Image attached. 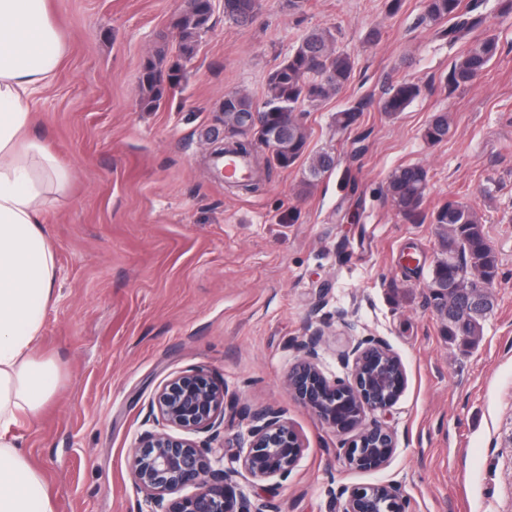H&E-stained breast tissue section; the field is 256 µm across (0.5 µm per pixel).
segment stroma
I'll use <instances>...</instances> for the list:
<instances>
[{
    "instance_id": "obj_1",
    "label": "stroma",
    "mask_w": 512,
    "mask_h": 512,
    "mask_svg": "<svg viewBox=\"0 0 512 512\" xmlns=\"http://www.w3.org/2000/svg\"><path fill=\"white\" fill-rule=\"evenodd\" d=\"M260 0L237 24L213 0L208 30L179 86L158 108L140 103L144 62L178 57L179 0H49L66 53L35 103V126L70 178L52 193L44 229L58 252L60 292L41 351L58 358L54 402L17 434L45 473L57 512H137L134 440L151 428L157 387L203 367L240 405L275 406L305 449L288 482L243 485L274 512H336L340 485H399L408 512H512V13L499 0H464L485 18L499 53L467 88L448 73L466 49L424 21L423 0ZM328 28L355 60L337 95L308 107L304 155L282 169L257 147L263 187L232 192L211 165L224 143L225 94L266 95L267 77L308 32ZM419 96L391 117L388 88ZM365 112L337 133L336 112ZM447 114L439 143L424 137ZM329 150L333 171L306 184ZM428 172L421 217L399 215L385 189L398 167ZM456 200L474 207L497 255L493 308L471 340L450 336L435 306L439 256L427 216ZM322 328L321 369L344 379L341 355L357 338H384L406 387L368 422L397 449L377 472L350 468L336 436L291 399L294 341Z\"/></svg>"
}]
</instances>
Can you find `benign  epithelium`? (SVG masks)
<instances>
[{
  "instance_id": "benign-epithelium-1",
  "label": "benign epithelium",
  "mask_w": 512,
  "mask_h": 512,
  "mask_svg": "<svg viewBox=\"0 0 512 512\" xmlns=\"http://www.w3.org/2000/svg\"><path fill=\"white\" fill-rule=\"evenodd\" d=\"M324 332L316 327L296 341L298 362L288 373L291 396L309 407L323 426L340 437L339 448L353 469L377 471L396 451L392 430L366 423L367 415L385 411L406 386L401 358L377 336L352 343L342 356L351 365L345 381L328 379L320 367ZM224 383L204 369L178 374L154 393L150 415L156 428L137 437L130 473L143 495L139 512H272L237 492L238 479L251 484L288 481L305 448L282 409L238 408L226 400ZM246 421V446L238 448L236 468L224 467V453L213 442L226 413ZM193 492L181 494L187 487ZM339 512H407L408 503L393 483L329 490Z\"/></svg>"
}]
</instances>
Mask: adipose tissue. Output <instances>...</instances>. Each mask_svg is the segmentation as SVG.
I'll list each match as a JSON object with an SVG mask.
<instances>
[{
    "label": "adipose tissue",
    "mask_w": 512,
    "mask_h": 512,
    "mask_svg": "<svg viewBox=\"0 0 512 512\" xmlns=\"http://www.w3.org/2000/svg\"><path fill=\"white\" fill-rule=\"evenodd\" d=\"M64 54L48 0H0V512H56L16 430L62 381L55 356L38 349L58 269L42 214L69 173L36 134L33 105Z\"/></svg>",
    "instance_id": "ef3b65f1"
}]
</instances>
